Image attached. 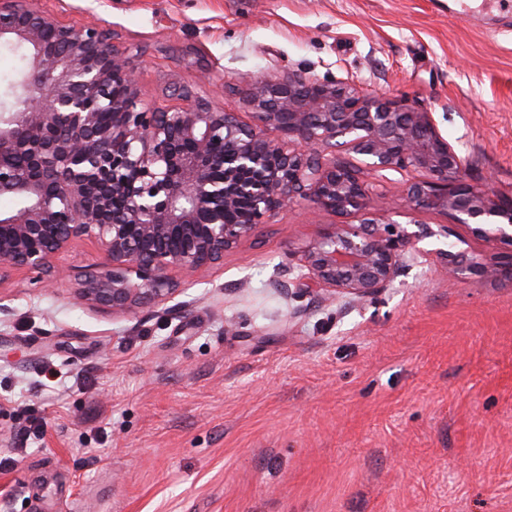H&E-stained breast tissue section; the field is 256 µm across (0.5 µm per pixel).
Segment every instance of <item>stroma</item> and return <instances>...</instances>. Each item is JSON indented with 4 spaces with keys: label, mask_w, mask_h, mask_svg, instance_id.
<instances>
[{
    "label": "stroma",
    "mask_w": 512,
    "mask_h": 512,
    "mask_svg": "<svg viewBox=\"0 0 512 512\" xmlns=\"http://www.w3.org/2000/svg\"><path fill=\"white\" fill-rule=\"evenodd\" d=\"M33 2L111 29L155 109L221 78L352 79L433 112L463 181L512 194V0L491 28L453 0ZM425 177L364 180L404 224L395 188ZM418 219L447 236L363 300L301 289L295 252L359 221L306 202L158 307L1 275L0 512H512V284L449 281L441 251L485 244Z\"/></svg>",
    "instance_id": "obj_1"
}]
</instances>
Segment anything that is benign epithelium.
Returning a JSON list of instances; mask_svg holds the SVG:
<instances>
[{"mask_svg": "<svg viewBox=\"0 0 512 512\" xmlns=\"http://www.w3.org/2000/svg\"><path fill=\"white\" fill-rule=\"evenodd\" d=\"M2 45L23 50L25 64L0 90V196L15 200L0 210V276L27 269L54 282L57 257L92 239L105 262L73 276L77 299L114 314L159 306L180 292L171 271L192 276L223 261L269 217L306 201L361 220L307 246L300 279L333 299L373 296L423 239L448 228L386 219L357 170L336 163L346 151L372 172L428 175L399 186L406 214L445 211L473 236L510 246L441 252L449 279L512 283V195L465 183L466 159L433 113L406 98L292 71L229 84L252 125L184 89L188 107L156 111L110 29L62 25L24 0H0Z\"/></svg>", "mask_w": 512, "mask_h": 512, "instance_id": "benign-epithelium-1", "label": "benign epithelium"}]
</instances>
